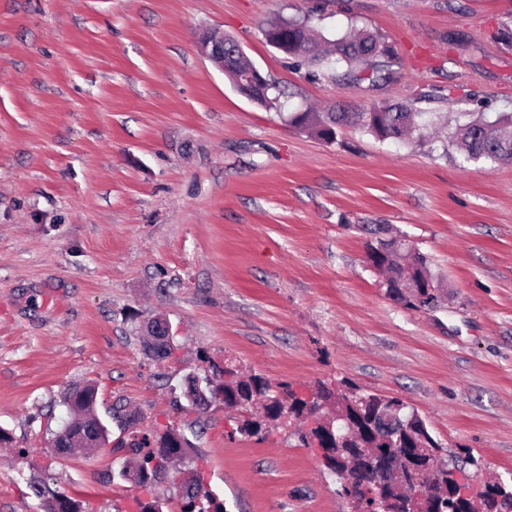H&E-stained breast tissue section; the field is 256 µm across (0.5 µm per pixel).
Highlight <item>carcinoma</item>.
Returning a JSON list of instances; mask_svg holds the SVG:
<instances>
[{
  "label": "carcinoma",
  "mask_w": 512,
  "mask_h": 512,
  "mask_svg": "<svg viewBox=\"0 0 512 512\" xmlns=\"http://www.w3.org/2000/svg\"><path fill=\"white\" fill-rule=\"evenodd\" d=\"M285 27L302 34L295 52L291 54L293 58L314 65H325L329 57L334 55L336 61L351 67L348 75L355 80L361 79V76L352 71L354 67L359 72L368 73L372 79L380 77L384 71V62L379 60L377 54L379 38L373 35H345L334 41L332 48L325 49L322 47L321 36L311 28L307 19L277 21L268 27V31L274 32ZM289 121L294 127L308 131L324 141L343 127L362 130L381 140L393 138L410 141L425 125L422 113L403 105H381L371 112H316L307 109L293 113ZM449 144L468 159L492 162L512 160V113L499 112L495 119L490 120L482 112H459L454 131L449 136ZM408 258L411 259V269L415 274L431 275L426 258L411 250L392 255L387 271H399L401 262ZM220 375L224 379L219 381L208 375L186 376L188 398L192 405L201 406L209 398L221 394L225 406L237 409H245L256 400L264 401L261 417L245 418L237 425L236 431L245 437L260 438L266 426L284 422L291 416L300 417L319 405V401L308 402L297 397L292 386L286 382L279 383L274 390L268 381L256 374L244 379L226 367L220 371ZM82 392L85 394L82 400L74 398L71 391L65 394L63 404L67 408V418L63 427L73 435L75 447L82 448L85 435L81 434L79 419L88 418L94 427L88 435L103 445L109 441L110 430L96 413L95 388L86 385ZM317 394L320 401L337 404L343 415V419L332 421V430L320 428L318 437L329 438V455L325 459L335 463L337 469L346 474V479L358 485L372 473L385 476L389 483L384 486L383 496L388 501L390 512H406L403 484L395 478L393 472L404 465L409 457L416 455V448L426 444L433 449V468L428 471L425 484L434 499L436 512H448L450 507L453 512H469L467 502L453 498V471L442 458L443 448L433 439L426 426L412 429L411 418L416 412L409 409V406L398 399H390L400 408L393 413V421L387 423L382 421L381 413L372 407L378 396L365 393L353 384L348 383L336 392L322 385ZM159 441L169 442L168 452L180 462L192 453L186 439L174 429L160 434L144 433L128 444V458L122 476L131 474L135 485L149 490L154 488L160 482L152 467ZM175 492L180 498L181 512H224V506L215 502L201 484L188 494L182 493L178 487ZM482 498L484 512H512V490L502 483L486 485ZM42 507L45 512H80V503L67 495L56 506L46 499Z\"/></svg>",
  "instance_id": "1"
}]
</instances>
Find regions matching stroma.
Wrapping results in <instances>:
<instances>
[{
    "mask_svg": "<svg viewBox=\"0 0 512 512\" xmlns=\"http://www.w3.org/2000/svg\"><path fill=\"white\" fill-rule=\"evenodd\" d=\"M308 17L391 45L387 81L313 72L270 46ZM512 0H0V512H42L29 481L83 512L148 499L119 442L174 429L226 512H350L313 421L237 434L183 380L232 363L311 395L349 381L415 409L482 488L512 479V161L288 122L313 107L512 112ZM220 29L283 92L273 110L205 58ZM423 253L446 293L414 310L367 255L374 225ZM166 319L172 351L139 330ZM94 384L109 445L52 455L62 397ZM134 413L112 420L113 407ZM474 464H467V457Z\"/></svg>",
    "mask_w": 512,
    "mask_h": 512,
    "instance_id": "1",
    "label": "stroma"
}]
</instances>
